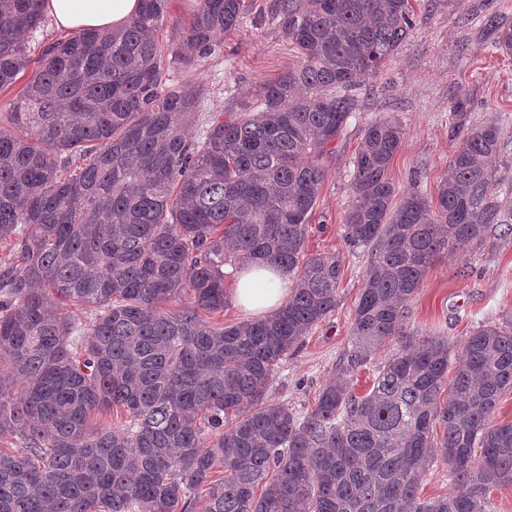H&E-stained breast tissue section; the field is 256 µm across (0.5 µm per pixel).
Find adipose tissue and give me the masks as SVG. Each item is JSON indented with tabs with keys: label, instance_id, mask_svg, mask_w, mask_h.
I'll list each match as a JSON object with an SVG mask.
<instances>
[{
	"label": "adipose tissue",
	"instance_id": "obj_1",
	"mask_svg": "<svg viewBox=\"0 0 512 512\" xmlns=\"http://www.w3.org/2000/svg\"><path fill=\"white\" fill-rule=\"evenodd\" d=\"M140 0H45L44 9L56 29L74 34L86 29L116 31L138 12ZM290 279L280 267L256 260L240 271L233 290L234 302L247 314L263 317L284 305Z\"/></svg>",
	"mask_w": 512,
	"mask_h": 512
}]
</instances>
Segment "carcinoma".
Here are the masks:
<instances>
[{
  "instance_id": "carcinoma-1",
  "label": "carcinoma",
  "mask_w": 512,
  "mask_h": 512,
  "mask_svg": "<svg viewBox=\"0 0 512 512\" xmlns=\"http://www.w3.org/2000/svg\"><path fill=\"white\" fill-rule=\"evenodd\" d=\"M43 0H0V89L28 68L23 35ZM168 0H142L118 33L84 30L49 44L0 131V512H487L512 485V327L479 325L460 350L405 333L408 304L435 258L512 233L501 129L471 130L436 197L398 188L395 117L370 123L353 160L349 250L370 249L336 377L299 414L269 403L274 367L336 308L339 257L304 253L324 180L318 158L415 25L411 0H273L298 64L259 105L215 119L199 145L184 127L202 93L163 82L155 39ZM242 0H198L174 57L220 48ZM270 261L294 274L287 304L216 326L224 266ZM186 298L175 311L163 305ZM91 311L85 325L49 305ZM399 348L368 393L355 374ZM124 412L92 430L95 411ZM451 490L420 497L434 428ZM215 444L205 449V433Z\"/></svg>"
}]
</instances>
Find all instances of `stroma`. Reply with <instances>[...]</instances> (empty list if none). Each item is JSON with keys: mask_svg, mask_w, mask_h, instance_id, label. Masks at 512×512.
I'll list each match as a JSON object with an SVG mask.
<instances>
[{"mask_svg": "<svg viewBox=\"0 0 512 512\" xmlns=\"http://www.w3.org/2000/svg\"><path fill=\"white\" fill-rule=\"evenodd\" d=\"M271 0H244L239 26L218 53L185 65L171 53L191 26L195 0H169L156 34L168 82L201 87L203 102L189 130L202 143L213 115L240 113L259 104L264 86L298 58L271 19ZM416 22L394 57L358 91V110L319 159L325 176L306 226L309 255L343 260L336 308L302 338L276 367L267 399L299 411L314 405L334 376L351 333L369 260L368 250L350 252L343 238L352 203L353 158L363 131L389 115L402 124V146L389 174L399 190L435 194L440 177L471 129L497 124L503 154L512 162V55L503 54L488 19L512 26V0H412ZM463 117H455L456 109ZM512 320V234L490 232L483 244L439 255L409 304L406 330L463 341L482 323Z\"/></svg>", "mask_w": 512, "mask_h": 512, "instance_id": "obj_1", "label": "stroma"}]
</instances>
